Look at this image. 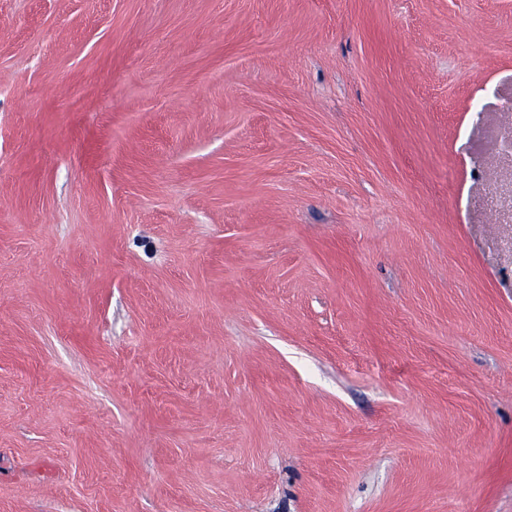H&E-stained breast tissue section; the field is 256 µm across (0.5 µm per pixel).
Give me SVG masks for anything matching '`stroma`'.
Masks as SVG:
<instances>
[{"mask_svg":"<svg viewBox=\"0 0 512 512\" xmlns=\"http://www.w3.org/2000/svg\"><path fill=\"white\" fill-rule=\"evenodd\" d=\"M0 512H512V0H0Z\"/></svg>","mask_w":512,"mask_h":512,"instance_id":"stroma-1","label":"stroma"}]
</instances>
